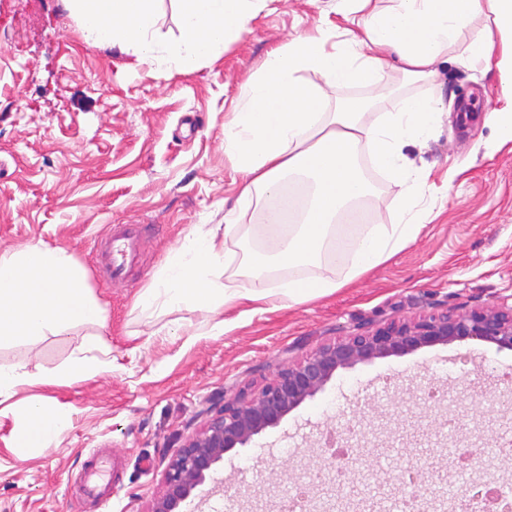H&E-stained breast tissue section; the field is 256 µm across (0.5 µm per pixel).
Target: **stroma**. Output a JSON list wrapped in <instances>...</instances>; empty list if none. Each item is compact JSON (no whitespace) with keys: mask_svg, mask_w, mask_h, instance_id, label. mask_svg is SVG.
Masks as SVG:
<instances>
[{"mask_svg":"<svg viewBox=\"0 0 512 512\" xmlns=\"http://www.w3.org/2000/svg\"><path fill=\"white\" fill-rule=\"evenodd\" d=\"M337 6L262 0L219 60L183 74L170 57L139 66L117 49L88 46L64 0H0V252L63 248L107 311L102 334L114 360L96 376L0 398V512H96L83 485L95 456L119 463L108 512H149L169 460L210 405L256 389L360 326L490 306L512 294V141L488 119L512 73L457 60L484 30L479 16L433 79L390 74L365 115L374 123L418 98L441 110L426 139L404 148L429 174L416 206L431 221L414 239L327 297L226 310L218 336L207 335V314L192 307L150 317L134 310L184 236L223 223L239 194L224 121L249 79L271 50L319 24H343ZM370 156L360 147L375 189L364 206L373 222L404 223L399 186ZM114 224L141 225L140 261L126 281L108 285L90 246ZM91 331L78 324L66 336L2 342L0 363L27 357L55 369ZM429 385L438 391L433 406L421 398ZM511 392L512 351L470 340L337 371L278 426L226 453L223 485L205 482L181 508L274 512L280 495L319 470L322 435L340 427L371 448V482L385 485L400 456L375 452L377 440L402 433L414 448H430L454 417L460 432L512 440V420L499 411ZM47 397L74 406L70 428L48 446L20 450L14 409Z\"/></svg>","mask_w":512,"mask_h":512,"instance_id":"obj_1","label":"stroma"}]
</instances>
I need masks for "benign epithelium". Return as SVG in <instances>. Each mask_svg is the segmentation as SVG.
<instances>
[{
  "mask_svg": "<svg viewBox=\"0 0 512 512\" xmlns=\"http://www.w3.org/2000/svg\"><path fill=\"white\" fill-rule=\"evenodd\" d=\"M464 340L512 350V294L499 298L491 306L420 315L344 336L280 369L257 391L242 392L218 409L205 410L202 429L184 438L169 463L161 494L151 512H179L181 504L205 482L223 461L225 453L245 446L254 436L278 425L293 409L322 391L337 371L378 358ZM342 440L347 441L344 453L331 454L322 448L327 464L321 467V472L330 478L337 470L354 471L359 482L365 483L366 450L350 447L349 437H336V441ZM484 456L485 449L475 442L448 454V472L466 473L470 478L469 489L460 500V512H495L493 506L512 499L511 493L484 480ZM404 470L411 473L410 486L421 493L425 504L447 501L445 486L432 480L419 457L408 456Z\"/></svg>",
  "mask_w": 512,
  "mask_h": 512,
  "instance_id": "obj_1",
  "label": "benign epithelium"
}]
</instances>
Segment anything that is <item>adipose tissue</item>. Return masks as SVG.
I'll return each instance as SVG.
<instances>
[{
	"instance_id": "obj_1",
	"label": "adipose tissue",
	"mask_w": 512,
	"mask_h": 512,
	"mask_svg": "<svg viewBox=\"0 0 512 512\" xmlns=\"http://www.w3.org/2000/svg\"><path fill=\"white\" fill-rule=\"evenodd\" d=\"M78 22L84 43L119 49L140 63L158 59L152 40L161 18L160 0H65ZM259 0H176L180 36L169 48L183 71L192 72L216 59L226 40L235 37ZM344 18L362 12L368 20L343 28L341 40L330 31L305 35L288 49L271 52L247 85L232 118L224 124V147L244 175L237 203L260 205L265 223L260 236L241 241L246 256L237 273L246 283H220L215 270L226 260L219 232L191 230L135 308L151 315L195 305L215 318L210 335L223 333L219 316L226 307L277 297L299 304L330 295L339 280L316 276L291 279L279 287L268 283L269 268L295 269L319 264L337 213L372 189L355 160L359 146L372 144V162L401 188L403 202L420 195L426 171L413 168L402 149L426 137L440 120L437 107L416 101L400 111L383 113L367 124L363 111L350 106L323 112L319 90L299 77L319 73L325 83L374 86L393 72L426 80L435 64L447 57L472 14H485L488 29L472 36L465 49L469 59L512 70V0H394L385 12L371 10V0H343ZM371 46L388 48L385 57L367 55ZM306 173L314 180L308 205L293 223L281 222L279 202L285 176ZM418 214L410 224H375L355 241L337 242L353 251L350 277H357L397 252L428 223ZM105 309L88 294L81 275L63 249L30 247L0 252V341L22 337L35 342L64 336L78 323L90 324L88 334L69 360L55 371L31 370L29 358L0 364V397L38 385L65 386L75 377H91L111 368L98 330L105 327ZM74 408L56 398L33 400L17 407L20 446H40L72 422Z\"/></svg>"
}]
</instances>
